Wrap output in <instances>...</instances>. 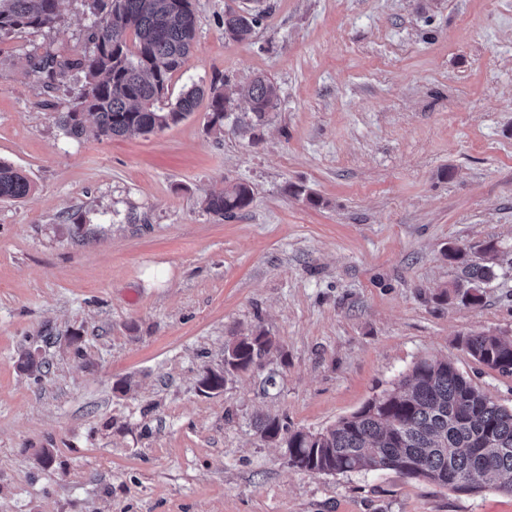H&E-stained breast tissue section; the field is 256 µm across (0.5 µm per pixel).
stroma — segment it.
Instances as JSON below:
<instances>
[{
    "instance_id": "1",
    "label": "stroma",
    "mask_w": 512,
    "mask_h": 512,
    "mask_svg": "<svg viewBox=\"0 0 512 512\" xmlns=\"http://www.w3.org/2000/svg\"><path fill=\"white\" fill-rule=\"evenodd\" d=\"M193 7L165 100L266 77L258 140L209 130L203 104L153 135L70 138L56 115L82 78L33 63L89 51L84 0L0 36V160L32 185L0 202V512H512L392 470L302 472L258 431L329 428L421 359L512 407V375L458 344L512 337V0ZM230 7L262 12L248 40L225 36ZM236 182L247 209H204ZM486 241L496 276L467 305L448 254ZM255 330L261 366L204 391ZM253 192L246 183L225 184L212 190L204 199L205 210L224 219L233 218L252 202Z\"/></svg>"
}]
</instances>
